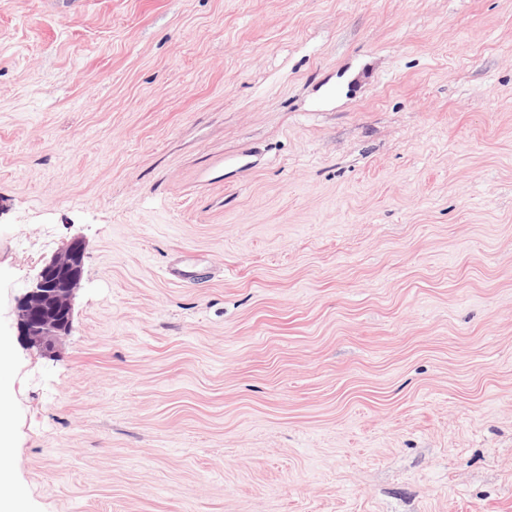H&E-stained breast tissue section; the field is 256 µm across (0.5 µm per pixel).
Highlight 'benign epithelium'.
<instances>
[{"instance_id":"obj_1","label":"benign epithelium","mask_w":512,"mask_h":512,"mask_svg":"<svg viewBox=\"0 0 512 512\" xmlns=\"http://www.w3.org/2000/svg\"><path fill=\"white\" fill-rule=\"evenodd\" d=\"M83 256L82 242L72 241L41 267L17 300L18 335L29 345L48 350L69 330Z\"/></svg>"}]
</instances>
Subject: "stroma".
Here are the masks:
<instances>
[{
	"instance_id": "obj_1",
	"label": "stroma",
	"mask_w": 512,
	"mask_h": 512,
	"mask_svg": "<svg viewBox=\"0 0 512 512\" xmlns=\"http://www.w3.org/2000/svg\"><path fill=\"white\" fill-rule=\"evenodd\" d=\"M0 333L27 512H512V0H0ZM83 256L82 242L72 241L41 267L17 300L18 335L30 346L48 350L69 330Z\"/></svg>"
}]
</instances>
